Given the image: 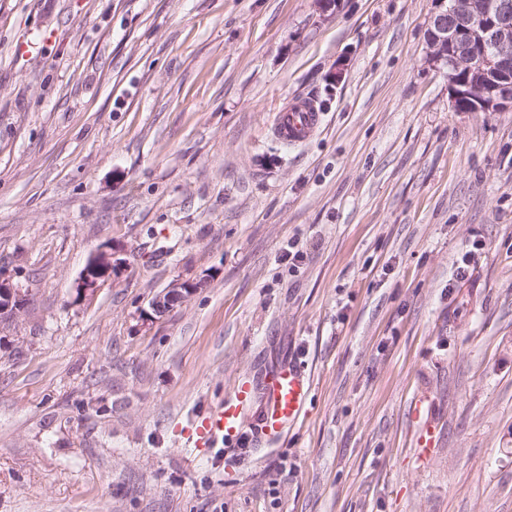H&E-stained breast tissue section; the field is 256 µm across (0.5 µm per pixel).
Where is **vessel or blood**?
<instances>
[{
  "instance_id": "b4317fda",
  "label": "vessel or blood",
  "mask_w": 512,
  "mask_h": 512,
  "mask_svg": "<svg viewBox=\"0 0 512 512\" xmlns=\"http://www.w3.org/2000/svg\"><path fill=\"white\" fill-rule=\"evenodd\" d=\"M320 114L306 101H294L278 114L275 133L281 141L296 145L305 142L319 127ZM310 391L302 370L290 363L279 365L261 379H241L233 393L219 401L193 425L188 435L191 451L234 443L244 432V420L254 401L262 411L255 437L273 442L301 416Z\"/></svg>"
}]
</instances>
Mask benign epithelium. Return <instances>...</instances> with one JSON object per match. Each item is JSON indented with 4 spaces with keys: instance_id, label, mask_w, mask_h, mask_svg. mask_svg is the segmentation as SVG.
Segmentation results:
<instances>
[{
    "instance_id": "7a95c632",
    "label": "benign epithelium",
    "mask_w": 512,
    "mask_h": 512,
    "mask_svg": "<svg viewBox=\"0 0 512 512\" xmlns=\"http://www.w3.org/2000/svg\"><path fill=\"white\" fill-rule=\"evenodd\" d=\"M426 45L428 60L447 69L452 104L465 102L474 112L512 110V0H433ZM120 266L105 252L93 256L75 300L93 295ZM202 287L185 280L156 293L149 318L164 317ZM23 306L20 290L0 277V315L12 317Z\"/></svg>"
}]
</instances>
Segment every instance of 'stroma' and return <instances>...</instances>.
Listing matches in <instances>:
<instances>
[{"label": "stroma", "instance_id": "1", "mask_svg": "<svg viewBox=\"0 0 512 512\" xmlns=\"http://www.w3.org/2000/svg\"><path fill=\"white\" fill-rule=\"evenodd\" d=\"M432 11L0 0V276L26 299L0 512H512V111L454 110ZM296 98L323 120L291 146ZM103 250L120 271L76 300ZM178 279L207 285L148 320ZM288 361L312 390L276 443L186 455Z\"/></svg>", "mask_w": 512, "mask_h": 512}]
</instances>
